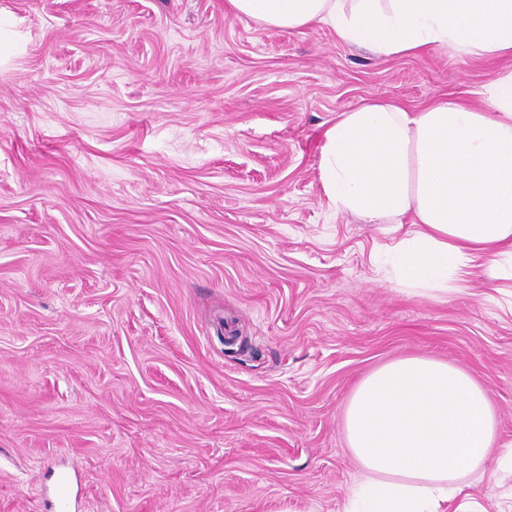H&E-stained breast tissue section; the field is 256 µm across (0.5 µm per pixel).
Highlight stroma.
I'll return each instance as SVG.
<instances>
[{
    "mask_svg": "<svg viewBox=\"0 0 512 512\" xmlns=\"http://www.w3.org/2000/svg\"><path fill=\"white\" fill-rule=\"evenodd\" d=\"M0 512H344L343 410L423 356L488 394L512 446V279L437 299L381 262L401 235L335 213L324 128L368 99L483 103L512 71L378 58L224 0H0ZM447 512H512L468 474ZM72 494L73 487L70 476L67 473H59L55 482L52 505L54 512H71Z\"/></svg>",
    "mask_w": 512,
    "mask_h": 512,
    "instance_id": "stroma-1",
    "label": "stroma"
}]
</instances>
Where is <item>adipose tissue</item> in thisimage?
Wrapping results in <instances>:
<instances>
[{"label":"adipose tissue","instance_id":"ef3b65f1","mask_svg":"<svg viewBox=\"0 0 512 512\" xmlns=\"http://www.w3.org/2000/svg\"><path fill=\"white\" fill-rule=\"evenodd\" d=\"M267 27L321 25L382 58L444 46L512 56V0H225ZM475 109L443 98L420 112L368 100L323 132L318 179L330 208L412 228L391 254L401 291L436 298L475 269L512 279V72ZM361 469L347 512H445L465 473L486 469L495 440L485 391L446 362L404 357L356 387L343 412Z\"/></svg>","mask_w":512,"mask_h":512}]
</instances>
